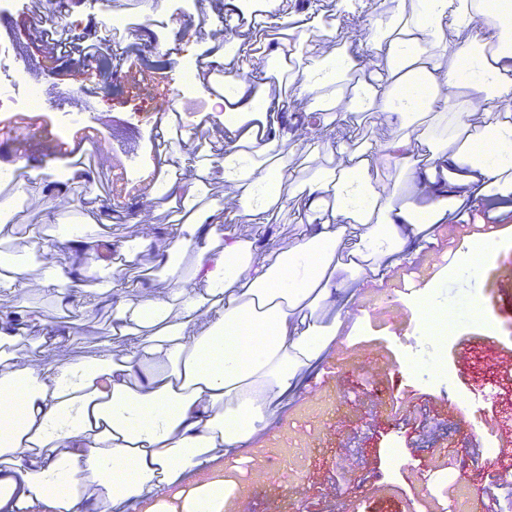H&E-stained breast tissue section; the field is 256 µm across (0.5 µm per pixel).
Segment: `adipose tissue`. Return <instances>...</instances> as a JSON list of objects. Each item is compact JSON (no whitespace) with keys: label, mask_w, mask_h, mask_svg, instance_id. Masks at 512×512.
Masks as SVG:
<instances>
[{"label":"adipose tissue","mask_w":512,"mask_h":512,"mask_svg":"<svg viewBox=\"0 0 512 512\" xmlns=\"http://www.w3.org/2000/svg\"><path fill=\"white\" fill-rule=\"evenodd\" d=\"M405 0H388L387 15L367 14L365 0H336L337 14L357 15L360 34L341 56L310 46L309 62L289 79L291 96L257 99L248 91L255 54L250 44L216 43L212 59L226 70L235 110L225 111L223 158H211L202 173L167 181L166 193L189 197L202 178L221 176L226 189L217 205L238 224H254L280 204V188L300 187L302 240L285 249L276 237L253 243L234 235L211 241L200 224L160 229L152 221L129 220L116 247H108L91 218L60 225L54 201L43 222L53 231L39 240L42 274L30 277L14 254L0 252V289L24 309L27 333L44 349L61 338L29 309L35 296L80 305L92 315L84 276L112 277L119 312L113 335L124 341L115 356L104 347L89 363L61 364L39 357L18 361L0 350V512L39 500L54 512H128L133 501L179 482L193 469L238 453L258 436L317 361L336 333L348 305L347 285L336 281V246L349 223L360 224L349 252L353 265L369 263L384 276L447 215V204L481 195L487 182L512 169V0H417L398 38L386 32L388 15ZM470 40H460V32ZM477 61L476 94L462 95V63ZM359 67L369 73L368 96L376 123L403 126V133L365 151L327 143L335 176L301 178L279 154L292 140L306 150L314 136L311 117L318 91L338 73ZM251 109L244 117L243 109ZM416 112L453 116L445 137L412 123ZM479 125L480 136L470 134ZM263 139L264 158L231 168L244 146ZM413 171L426 200L413 213L394 209L380 161ZM460 168L440 182L437 168ZM168 288L134 290L122 258L154 247ZM78 257L77 271L59 262L61 246ZM193 253L194 263L181 260ZM317 312L320 326L307 323Z\"/></svg>","instance_id":"ef3b65f1"}]
</instances>
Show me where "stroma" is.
<instances>
[{
  "mask_svg": "<svg viewBox=\"0 0 512 512\" xmlns=\"http://www.w3.org/2000/svg\"><path fill=\"white\" fill-rule=\"evenodd\" d=\"M130 0H61L48 27L69 28L94 34L108 28L110 16L136 15L140 26L129 34L138 62H151L167 79L156 89L134 95L127 85L107 89L101 78L76 76L78 58L70 55L45 65L40 80L56 101L45 114L52 132L71 134V101L92 106L102 137L133 129L136 154H127L113 142L107 166H98L91 147H82V165L62 155L45 161L36 142L24 146L0 143V155L20 156V176L40 172L30 193L13 214L0 222V249L21 258L30 276L41 274L29 231L41 228V207L46 190L65 187L73 199L59 221L76 223L85 216L102 223L103 236L120 241L123 224L135 218L146 201L139 196L113 198L120 184L140 185L154 177L160 166L153 148L156 130L148 106L154 97L165 96L177 86L186 57L199 56L208 47V27L213 19L205 0L171 11L156 19L145 9L130 10ZM352 136L365 147L391 141L394 129L376 124L367 106L354 118L331 120L319 133V144L306 152L283 143L280 150L304 176L327 173L330 163L320 145ZM380 177L388 183L394 208L412 211L422 203L414 192L412 173L401 167L380 164ZM284 207H272L259 224H234L213 208L224 197V182L209 179L195 196L155 204L154 221L166 225L185 215L207 227L236 231L243 238L262 242L276 235L282 246L294 247L302 233L295 210L297 191L282 189ZM508 226L496 240L478 237L444 243V227H434L422 249L384 278H369L355 268L337 266L336 278L353 281L357 290L343 314L337 337L323 351L311 378L291 397L259 438L239 454L219 458L196 469L182 482L166 486L155 495L136 502L134 512H191L202 486L224 484L219 512H345L346 501H361L358 512H471L478 487L491 475L496 455L488 446L501 439L478 417L479 391L495 392V408L512 418V384L503 371L475 368L471 377L461 376L454 346L470 334L492 333L501 342L512 339V321L480 306L482 295L501 294V270L512 265V210L501 211ZM481 245L485 262L472 267L467 253ZM90 293L100 304L94 316L64 324L56 300L31 298L48 325L61 331L64 342L55 351L61 363L91 362L102 347L112 342V291L105 278H89ZM448 307V327L442 340L417 322L413 306L422 292ZM452 409L440 410L441 399ZM410 404L413 412L427 415L424 430L413 432L392 412L393 401ZM426 470H419V462Z\"/></svg>",
  "mask_w": 512,
  "mask_h": 512,
  "instance_id": "1",
  "label": "stroma"
}]
</instances>
